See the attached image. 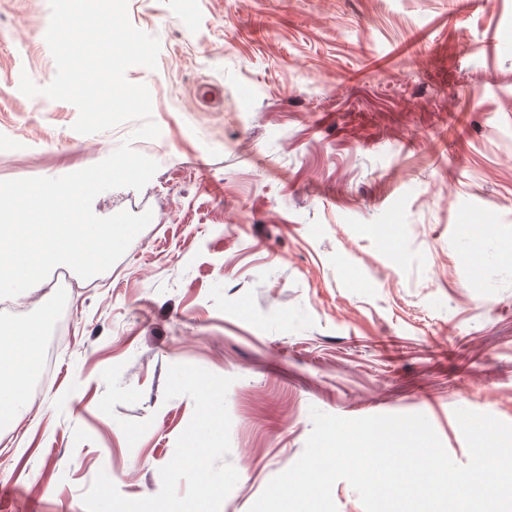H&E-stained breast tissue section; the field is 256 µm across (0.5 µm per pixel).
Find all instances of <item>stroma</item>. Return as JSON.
Wrapping results in <instances>:
<instances>
[{"instance_id": "1", "label": "stroma", "mask_w": 512, "mask_h": 512, "mask_svg": "<svg viewBox=\"0 0 512 512\" xmlns=\"http://www.w3.org/2000/svg\"><path fill=\"white\" fill-rule=\"evenodd\" d=\"M160 41L146 85L159 168L92 208L155 221L68 300H28L50 373L0 424V512H85L105 472L159 493L190 422L170 365L232 378L221 512L301 456L311 409L425 415L459 464L454 411L512 423V0H128ZM49 0H0V180L97 164L138 124L74 131L19 90L56 66ZM480 225L477 237L462 227Z\"/></svg>"}]
</instances>
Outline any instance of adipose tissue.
<instances>
[{"label":"adipose tissue","instance_id":"ef3b65f1","mask_svg":"<svg viewBox=\"0 0 512 512\" xmlns=\"http://www.w3.org/2000/svg\"><path fill=\"white\" fill-rule=\"evenodd\" d=\"M42 349L41 327L0 323V422L17 418L30 399Z\"/></svg>","mask_w":512,"mask_h":512}]
</instances>
